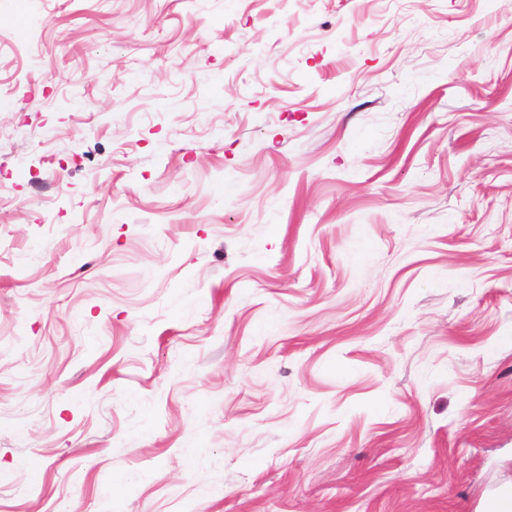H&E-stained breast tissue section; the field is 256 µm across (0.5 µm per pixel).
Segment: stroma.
Masks as SVG:
<instances>
[{"instance_id":"35a3bbf8","label":"stroma","mask_w":512,"mask_h":512,"mask_svg":"<svg viewBox=\"0 0 512 512\" xmlns=\"http://www.w3.org/2000/svg\"><path fill=\"white\" fill-rule=\"evenodd\" d=\"M0 512L512 498V0H0Z\"/></svg>"}]
</instances>
